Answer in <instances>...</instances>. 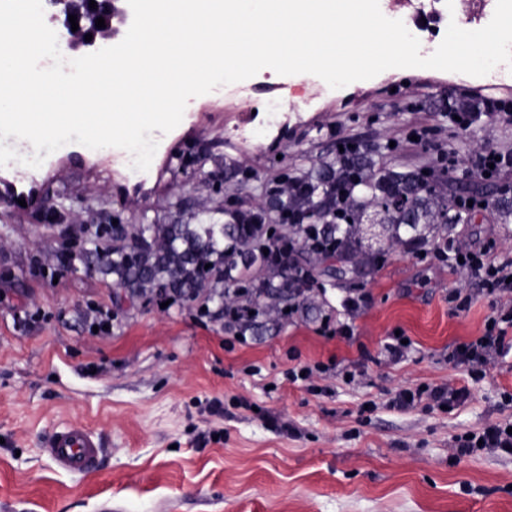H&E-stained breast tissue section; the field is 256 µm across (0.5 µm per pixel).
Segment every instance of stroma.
Returning a JSON list of instances; mask_svg holds the SVG:
<instances>
[{
  "label": "stroma",
  "instance_id": "35a3bbf8",
  "mask_svg": "<svg viewBox=\"0 0 512 512\" xmlns=\"http://www.w3.org/2000/svg\"><path fill=\"white\" fill-rule=\"evenodd\" d=\"M259 80L190 99L179 132L154 131L148 171L83 149L36 169L42 196L126 224H220L227 198L258 205L263 183L318 162L342 138L394 142L379 162L395 170L452 152L467 164L482 147L512 153V122L460 130L441 109L451 96L512 100V84L420 68L343 91L265 71ZM252 110L254 125L239 128V113ZM414 130L421 142L409 141ZM229 158L257 181L198 187ZM511 184L512 169L490 182L487 210L436 236L512 259V223L494 208ZM42 222L35 208L0 202V234L12 242L0 252V512H512V454L457 451L460 436L512 422V354L449 361V345L480 336L493 309L433 249L398 247L359 272L337 264L297 310L270 305L269 327L240 341L186 302L119 309L111 278L47 274L58 244L41 236ZM454 289L471 295L467 311L450 310ZM353 292L367 301L351 313L343 301ZM92 307L111 311L109 331L89 327ZM344 323L352 337L336 334ZM398 330L411 345L394 360L385 345ZM303 366L307 379L289 380ZM434 387L469 396L446 410L389 406L400 390ZM70 424L101 439L92 471L62 470L45 451Z\"/></svg>",
  "mask_w": 512,
  "mask_h": 512
}]
</instances>
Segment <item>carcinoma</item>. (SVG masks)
Here are the masks:
<instances>
[{
  "instance_id": "obj_1",
  "label": "carcinoma",
  "mask_w": 512,
  "mask_h": 512,
  "mask_svg": "<svg viewBox=\"0 0 512 512\" xmlns=\"http://www.w3.org/2000/svg\"><path fill=\"white\" fill-rule=\"evenodd\" d=\"M448 111L482 112L474 98L444 103ZM344 151L301 174L287 170L265 187L256 210L224 208L222 224H120L101 268L124 291L189 300L209 290L204 315L224 317V308L244 301L254 315L235 323L241 334L259 327L272 299L286 310L290 292L307 287L311 272L332 271V262L365 248L361 226L384 224L392 234L425 241L429 217L458 224L464 209L438 189L432 172L382 170L381 148L343 142ZM225 181L244 185L257 174L235 162L224 164Z\"/></svg>"
}]
</instances>
